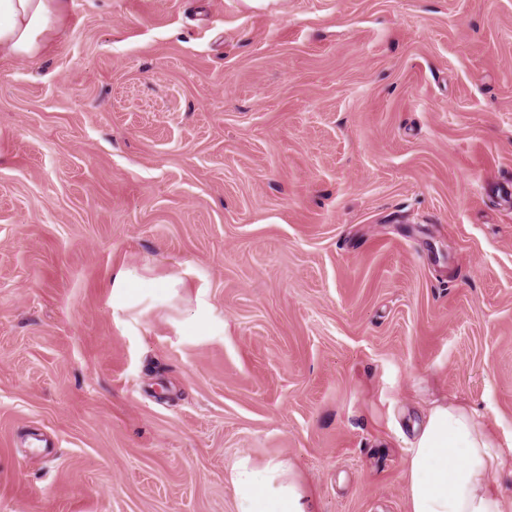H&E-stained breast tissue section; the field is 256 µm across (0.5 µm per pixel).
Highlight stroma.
<instances>
[{
  "label": "stroma",
  "mask_w": 512,
  "mask_h": 512,
  "mask_svg": "<svg viewBox=\"0 0 512 512\" xmlns=\"http://www.w3.org/2000/svg\"><path fill=\"white\" fill-rule=\"evenodd\" d=\"M121 266L182 285L119 328ZM445 398L511 491L512 0H70L0 59V512H236L243 456L408 512Z\"/></svg>",
  "instance_id": "35a3bbf8"
}]
</instances>
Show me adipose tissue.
I'll return each mask as SVG.
<instances>
[{"instance_id": "obj_1", "label": "adipose tissue", "mask_w": 512, "mask_h": 512, "mask_svg": "<svg viewBox=\"0 0 512 512\" xmlns=\"http://www.w3.org/2000/svg\"><path fill=\"white\" fill-rule=\"evenodd\" d=\"M68 0H0V57L34 58L64 20ZM179 278L144 277L136 268L118 267L112 276V318L124 326L125 313L146 298L172 297ZM498 440L475 409L434 403L414 427L406 458L409 512H512V496L495 477L501 466ZM230 480L237 512H309V499L287 463L236 460Z\"/></svg>"}]
</instances>
